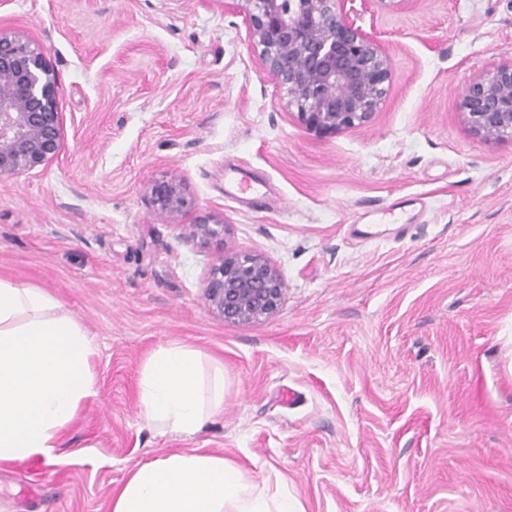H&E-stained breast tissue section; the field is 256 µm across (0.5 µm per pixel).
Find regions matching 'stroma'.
<instances>
[{
  "mask_svg": "<svg viewBox=\"0 0 512 512\" xmlns=\"http://www.w3.org/2000/svg\"><path fill=\"white\" fill-rule=\"evenodd\" d=\"M357 23L387 95L322 136L224 0H0L57 74L63 128L57 159L0 179V277L47 290L96 349L59 463L1 465L0 512H112L172 452L224 456L304 512H512V139L476 137L460 97L512 59V0H368ZM171 178L174 222L149 196ZM204 213L280 271L277 313L209 307L217 252L188 239ZM170 341L224 366V413L193 437L139 406ZM150 197L157 213L168 219L176 218L188 205L182 184L174 179L154 182Z\"/></svg>",
  "mask_w": 512,
  "mask_h": 512,
  "instance_id": "1",
  "label": "stroma"
}]
</instances>
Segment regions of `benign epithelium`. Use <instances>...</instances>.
I'll list each match as a JSON object with an SVG mask.
<instances>
[{"mask_svg":"<svg viewBox=\"0 0 512 512\" xmlns=\"http://www.w3.org/2000/svg\"><path fill=\"white\" fill-rule=\"evenodd\" d=\"M245 16L248 40L265 71L319 134L368 122L389 83L388 57L356 25V0H231ZM58 79L43 50L25 33L0 31V177L46 165L61 152ZM471 131L483 140L512 139V59L470 82L462 92ZM150 197L157 213L176 218L188 205L182 184L156 181ZM227 225L210 216L191 225L198 247L220 249L204 282L209 305L233 324L272 316L285 288L278 269L260 254L227 251Z\"/></svg>","mask_w":512,"mask_h":512,"instance_id":"benign-epithelium-1","label":"benign epithelium"}]
</instances>
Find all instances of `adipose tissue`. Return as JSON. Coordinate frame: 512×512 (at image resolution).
Wrapping results in <instances>:
<instances>
[{
	"mask_svg": "<svg viewBox=\"0 0 512 512\" xmlns=\"http://www.w3.org/2000/svg\"><path fill=\"white\" fill-rule=\"evenodd\" d=\"M96 349L81 323L43 288L0 277V465L57 462L65 428L93 395ZM169 342L147 358L138 399L147 423L191 437L224 408V370ZM112 512H303L284 487L248 482L224 457L173 452L136 466Z\"/></svg>",
	"mask_w": 512,
	"mask_h": 512,
	"instance_id": "adipose-tissue-1",
	"label": "adipose tissue"
}]
</instances>
